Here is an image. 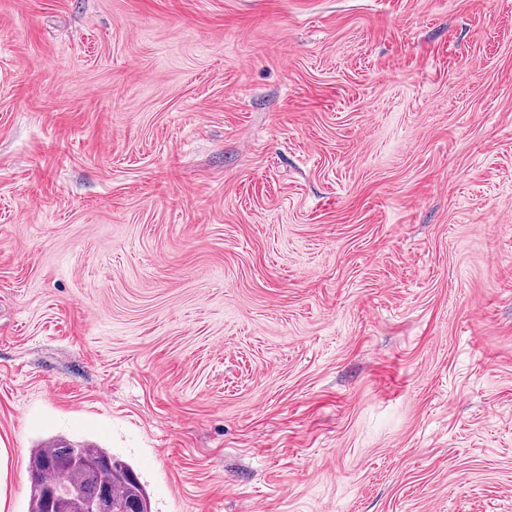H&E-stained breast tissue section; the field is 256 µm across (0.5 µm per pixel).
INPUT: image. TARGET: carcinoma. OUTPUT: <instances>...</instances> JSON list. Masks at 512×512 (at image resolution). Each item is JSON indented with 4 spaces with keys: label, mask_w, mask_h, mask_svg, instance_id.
<instances>
[{
    "label": "carcinoma",
    "mask_w": 512,
    "mask_h": 512,
    "mask_svg": "<svg viewBox=\"0 0 512 512\" xmlns=\"http://www.w3.org/2000/svg\"><path fill=\"white\" fill-rule=\"evenodd\" d=\"M30 512H97L103 491L118 512H151L135 470L105 448L56 439L32 456Z\"/></svg>",
    "instance_id": "obj_1"
}]
</instances>
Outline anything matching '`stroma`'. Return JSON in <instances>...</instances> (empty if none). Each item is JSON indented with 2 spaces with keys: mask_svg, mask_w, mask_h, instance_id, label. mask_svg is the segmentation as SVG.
<instances>
[{
  "mask_svg": "<svg viewBox=\"0 0 512 512\" xmlns=\"http://www.w3.org/2000/svg\"><path fill=\"white\" fill-rule=\"evenodd\" d=\"M152 512H512V0H0V446ZM31 472L30 512H98L104 490L112 512L152 511L135 470L105 448L56 439L36 449Z\"/></svg>",
  "mask_w": 512,
  "mask_h": 512,
  "instance_id": "1",
  "label": "stroma"
}]
</instances>
